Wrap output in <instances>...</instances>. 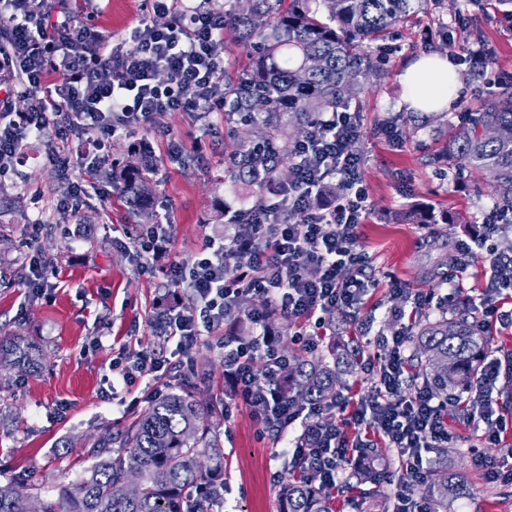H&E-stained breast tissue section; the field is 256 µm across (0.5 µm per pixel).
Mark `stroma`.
<instances>
[{"instance_id": "1", "label": "stroma", "mask_w": 512, "mask_h": 512, "mask_svg": "<svg viewBox=\"0 0 512 512\" xmlns=\"http://www.w3.org/2000/svg\"><path fill=\"white\" fill-rule=\"evenodd\" d=\"M142 16L140 0H109L98 20L104 34L127 36ZM482 40L494 74H512V16L497 0H441L398 26L384 51L382 77L360 96L363 138L356 151L365 155L364 185L374 213L360 229V245L373 259L375 282L356 317L326 327L319 357L336 348L358 346L362 321L373 329H389L390 310L405 308L402 296L391 294L390 279L407 287L441 292L435 272L447 268L458 240L468 238L494 197L480 173L466 171L460 184L440 179L433 159L461 115L476 111L488 91L462 81L448 123L410 113L401 105L400 76L407 63L423 53L452 54V41ZM397 124L400 142L393 145L373 131ZM157 169L150 180L158 207L167 209L172 228L173 257L192 260L200 251L206 222L222 203L249 207L250 191L224 180V117L211 114L208 123L185 112L160 115L148 134ZM189 152L188 161H170L171 142ZM47 138L31 141V158L0 187V331L37 341L49 357L40 373L11 372L0 388V480L36 472L44 487L74 483L90 461L88 440L114 432L131 421L125 404L148 393L147 380L123 381L112 366L120 353L164 348L171 365L160 390L193 382L204 404H223L231 384L224 373L216 337L203 336L191 365L180 362L175 343L161 344L152 323L160 309L161 273L140 271L136 260L114 238L117 228L136 232L149 222L133 216L118 191L92 197L79 224L67 222L55 209L68 183L47 159ZM417 204L447 213L448 223L407 224L400 216ZM42 253L57 271L56 287L33 296L18 279L29 258ZM486 423L448 414L452 442L445 448L449 466L464 471L472 493L450 502L448 512H512V483L486 482L471 464L469 448L481 444L489 456L500 447L485 444ZM224 447V500L212 512H278L283 481L291 476L288 456L269 435L259 433L252 409L230 408L220 430ZM336 512H383L392 497L379 487L348 480L332 490Z\"/></svg>"}]
</instances>
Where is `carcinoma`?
Listing matches in <instances>:
<instances>
[{
  "label": "carcinoma",
  "instance_id": "obj_1",
  "mask_svg": "<svg viewBox=\"0 0 512 512\" xmlns=\"http://www.w3.org/2000/svg\"><path fill=\"white\" fill-rule=\"evenodd\" d=\"M436 0H224L226 33L250 49L249 61L224 79L232 111L233 142L224 151V179L251 188L253 206L270 184H288L296 143L313 135L318 113L349 109L378 77L372 45L411 14ZM441 160L482 173L495 203L512 210V83L486 97L468 121L454 128ZM151 158L130 147L101 170L125 188L132 213L151 218L155 200ZM409 375L437 393L463 394L485 353V339L470 316L440 315L417 325ZM44 354L24 336H0V371L33 372ZM288 388L298 406L336 397V366L318 357L294 356ZM218 410L181 385L150 401L135 420L86 449L92 464L76 483L50 491L17 476L0 484V512H209V495L224 472ZM463 472L434 471L426 493L438 508L470 495ZM279 512H333L330 492L310 473L279 493Z\"/></svg>",
  "mask_w": 512,
  "mask_h": 512
}]
</instances>
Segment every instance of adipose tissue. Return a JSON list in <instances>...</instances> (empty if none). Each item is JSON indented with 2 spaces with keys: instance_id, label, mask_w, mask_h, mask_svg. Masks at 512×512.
Instances as JSON below:
<instances>
[{
  "instance_id": "ef3b65f1",
  "label": "adipose tissue",
  "mask_w": 512,
  "mask_h": 512,
  "mask_svg": "<svg viewBox=\"0 0 512 512\" xmlns=\"http://www.w3.org/2000/svg\"><path fill=\"white\" fill-rule=\"evenodd\" d=\"M401 81L404 103L410 110L424 113L450 110L460 86L455 64L437 54L414 58Z\"/></svg>"
}]
</instances>
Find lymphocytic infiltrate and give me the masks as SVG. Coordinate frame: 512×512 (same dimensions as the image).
<instances>
[{"mask_svg":"<svg viewBox=\"0 0 512 512\" xmlns=\"http://www.w3.org/2000/svg\"><path fill=\"white\" fill-rule=\"evenodd\" d=\"M102 0H0V16L10 22L9 37L0 42V177L26 164L25 139L53 133L64 148L48 155L69 182L58 211L77 217L87 196L85 171L108 163L114 142L153 129L158 115L189 112L205 120L207 112L224 109V64L216 47L224 41V11L213 0H143L144 16L129 38L103 35L95 24ZM169 14V25L156 16ZM28 99L17 110L16 98ZM358 112H323L313 138L297 143L296 168L288 186L268 190L271 207L250 215L248 232L234 231L224 240L207 239L193 262L170 258L171 224L159 215L145 232L126 236L123 247L136 258L168 256L161 272L173 287L188 286L190 306L164 310L158 325L167 339L190 353L206 332H219L226 311L246 299L258 306L248 312L256 334L251 339L220 336L224 372L234 385L231 401L256 411L261 433L285 440L290 428L302 432L291 450L293 459L314 470L324 488H339L352 460V450L369 448V440L350 438L347 426L368 425L387 438L401 463L392 512H431L426 484L431 463L423 451L447 447V406L430 387L410 385L407 378L408 326L391 334L366 338L365 361L373 382L366 394L335 398L342 422H323L324 404L301 408L283 390L290 360L267 327L268 311L292 320L302 351L319 348L318 331L327 319L355 314L369 286L373 260L362 249L360 226L372 213L361 178L364 158L350 145L361 135ZM337 181L340 190L326 197L324 188ZM305 214L293 224L288 213ZM512 212L491 207L476 235L489 245V268L477 294L476 325L512 327ZM466 240L457 243L448 261V290L437 296L394 284L412 312L452 306L466 272ZM512 369V353L484 356L479 376L465 400L469 419L492 411L493 391L502 373Z\"/></svg>","mask_w":512,"mask_h":512,"instance_id":"obj_1","label":"lymphocytic infiltrate"}]
</instances>
